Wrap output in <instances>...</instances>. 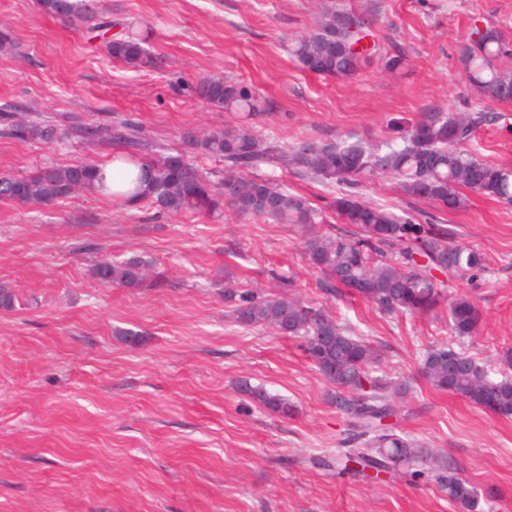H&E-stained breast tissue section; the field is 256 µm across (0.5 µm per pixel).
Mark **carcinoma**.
<instances>
[{"label": "carcinoma", "mask_w": 512, "mask_h": 512, "mask_svg": "<svg viewBox=\"0 0 512 512\" xmlns=\"http://www.w3.org/2000/svg\"><path fill=\"white\" fill-rule=\"evenodd\" d=\"M37 4L42 12L64 23L90 30L101 27L94 0H37ZM367 29L368 23L351 12L334 13L316 32L297 39L290 52L309 72L350 78L370 51L368 47L355 49L367 37ZM504 49L495 28L476 31L460 48V62L470 84L487 100H512V74L495 65ZM108 52L135 69L161 64L135 35H115ZM191 91L227 112L255 118L266 111L262 98L244 84L214 78L198 82ZM487 121L489 113L483 110L462 116L429 112L403 129L401 142H388L385 149L373 151L347 142L282 149L276 141L260 140L241 127L203 133L194 137L193 147L224 159L222 191L216 192L214 184L184 156L167 155L144 162L149 174L141 198L174 216L213 213L222 197L240 214L284 224L317 223L318 214L305 198L244 173L259 162L272 160L340 187L366 172L395 174L407 195L441 211L463 206V188L482 190L512 203V171L460 150L475 128ZM4 134L18 140L58 138L54 129L28 120L12 123ZM98 179V165L93 162L43 166L22 177L0 176V200L24 206L49 205L77 190H92ZM334 208L345 223L359 226L363 235L359 239L345 234L316 235L306 241L308 260L324 274L323 289L330 294L342 286L384 312L424 313L443 299L444 281L433 272L471 281L484 270L480 253L448 246V228L436 223L432 215L423 224L350 193L336 197ZM147 267L140 259L102 260L94 265L93 276L103 284L144 288ZM224 295L235 303L238 323L268 326L303 339L307 357L324 379L336 386V404L353 420L357 432L350 438L354 447L324 466L341 473L348 470L347 462L354 460L361 466L359 475L366 468L391 473L411 466L422 455V449L386 423L398 414V405L373 376L380 360L369 341L322 310L286 294L266 297L252 289L227 285ZM448 311L452 334L464 338L475 333L481 315L469 299L462 295L451 298ZM510 370L512 356H507L501 378L494 379L474 357L449 345L428 350L422 363V374L434 388L507 418L512 417ZM244 392L273 412L286 415L290 411L287 402L261 387L246 385ZM439 480L450 503L461 509L474 508L477 492L456 469L446 468Z\"/></svg>", "instance_id": "1"}]
</instances>
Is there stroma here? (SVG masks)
<instances>
[{
	"mask_svg": "<svg viewBox=\"0 0 512 512\" xmlns=\"http://www.w3.org/2000/svg\"><path fill=\"white\" fill-rule=\"evenodd\" d=\"M102 20L149 24L160 69L115 61L96 32L42 13L36 0H0V109L56 129L54 142L0 135V175L46 164L105 162L121 149L114 125L131 122L135 157L183 154L204 172L221 160L190 136L248 124L283 148L358 142L375 149L428 111L479 108L459 61L473 27L512 43V0H98ZM347 10L370 24L373 60L347 79L308 72L292 38ZM403 56L400 71L386 61ZM243 83L268 103L243 120L193 95L208 78ZM495 121L464 149L512 168V101L491 103ZM96 128L85 138L83 130ZM253 173L306 197L321 224H279L224 208L167 216L150 201L79 191L47 206L0 202V286L18 300L0 310V512H461L439 486L441 463L478 490L473 512H512V418L435 390L424 353L445 344L498 371L512 354V204L464 191L465 205L438 213L450 245L481 253L472 282L448 279L482 312L456 340L448 306L388 314L354 293L331 296L305 255L315 233L356 235L331 208L336 185L264 163ZM404 216L423 203L392 175L350 187ZM138 257L153 284L130 289L94 279L100 260ZM232 283L288 292L351 327L378 350V377L399 391L397 434L424 454L412 473L381 481L321 467L350 436L336 389L301 339L237 322L224 298ZM138 332L129 341L126 331ZM280 395L281 415L239 389Z\"/></svg>",
	"mask_w": 512,
	"mask_h": 512,
	"instance_id": "obj_1",
	"label": "stroma"
}]
</instances>
